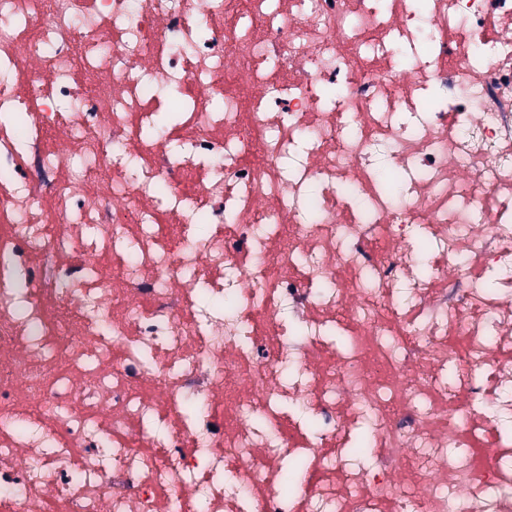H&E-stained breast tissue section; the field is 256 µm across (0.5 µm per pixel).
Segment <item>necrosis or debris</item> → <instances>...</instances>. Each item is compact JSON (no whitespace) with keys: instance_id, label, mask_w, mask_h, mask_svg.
<instances>
[{"instance_id":"obj_1","label":"necrosis or debris","mask_w":512,"mask_h":512,"mask_svg":"<svg viewBox=\"0 0 512 512\" xmlns=\"http://www.w3.org/2000/svg\"><path fill=\"white\" fill-rule=\"evenodd\" d=\"M427 3L0 0V512H512V0Z\"/></svg>"}]
</instances>
